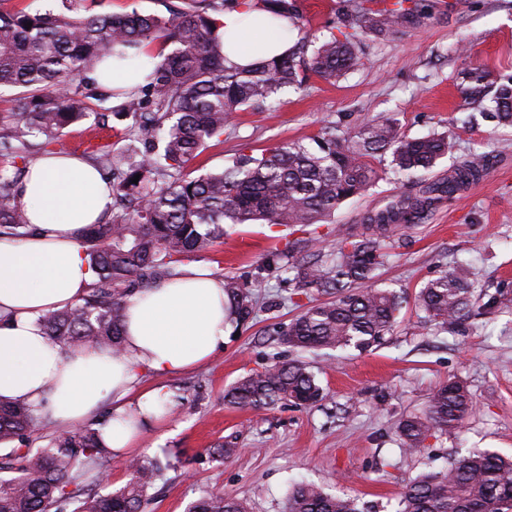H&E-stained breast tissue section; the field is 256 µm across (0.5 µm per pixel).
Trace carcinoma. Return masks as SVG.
<instances>
[{
	"instance_id": "obj_1",
	"label": "carcinoma",
	"mask_w": 512,
	"mask_h": 512,
	"mask_svg": "<svg viewBox=\"0 0 512 512\" xmlns=\"http://www.w3.org/2000/svg\"><path fill=\"white\" fill-rule=\"evenodd\" d=\"M73 14L50 9L0 12V88L21 89L17 111L0 116V237L25 238L30 226L15 202L14 188L27 164L58 142L63 130L94 112L93 103L131 123L114 129L119 141L142 148L92 152L94 164L110 174L115 204L125 209L93 224L82 244L96 280L73 307L40 318L46 337L62 349L94 345L124 354L123 326L130 298L161 280L186 275L184 262L224 238L226 224H268L291 231L323 222L346 200L363 195L377 179L370 159L390 155L394 172L410 182L432 170L448 151V136L409 137L392 115L361 124L351 133L330 121L319 132L318 149L297 141L260 155L240 150L219 172L196 177L189 163L224 135L233 113L272 106L286 87L300 88L314 75L331 82L361 62L362 37L419 28L429 19V0H390L374 9L345 0L337 32L312 51L297 42L288 54L248 68L225 63L224 34L215 14L222 0L205 6L172 4L167 14L98 13L101 0H67ZM271 14L293 19L296 0H261ZM32 26H27V23ZM159 42L173 49L143 77L135 91L114 93L90 77L114 45ZM469 102H489L488 118L512 126V81L497 83L477 66L460 76ZM23 166H17V162ZM492 156L474 154L422 193L395 197L359 224L335 228L332 264L285 261L280 266L292 287L306 296L325 291L330 302L312 303L288 327L276 332L291 347L354 348L367 351L389 334L402 307L387 289H360L383 262L382 248L394 229L421 223L438 203L450 202L487 175ZM138 183H132L135 175ZM224 295L236 322L254 314V298L237 279H224ZM423 323L437 331L459 326L461 317L482 314L474 288L458 268L444 270L415 297ZM326 397L302 361L275 363L237 379L224 402L237 408L267 409L279 403L312 406ZM473 410L460 381L450 378L429 399L421 415L399 421L408 452L419 450L436 432L458 429ZM50 422L31 406L0 398V470L19 475L0 479V512H143L160 471L157 462L134 461V477L116 491L98 489L113 458L97 429L74 428L54 436L45 448H7ZM187 512H249L246 501L207 491ZM286 512H363L352 498L333 496L315 483L295 485ZM397 512H512V458L479 449L454 457L448 468L421 475L406 485Z\"/></svg>"
}]
</instances>
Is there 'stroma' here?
I'll list each match as a JSON object with an SVG mask.
<instances>
[{"label":"stroma","instance_id":"stroma-1","mask_svg":"<svg viewBox=\"0 0 512 512\" xmlns=\"http://www.w3.org/2000/svg\"><path fill=\"white\" fill-rule=\"evenodd\" d=\"M340 0H297L292 40L315 41L333 32ZM480 66L494 77H512V0H468L467 8L433 0L421 28L366 36L362 63L336 82L310 77L304 90L284 93L275 108L237 112L220 140L211 141L190 170L218 171L241 147L259 154L293 141L311 142L328 120L348 130L384 114L403 132L448 135V154L433 178L471 154L494 156L489 174L453 204H439L419 224L401 229L368 285L392 288L405 299L390 335L372 349L298 350L282 343L285 328L307 305L275 269L274 252L297 259L319 254L320 242L289 247L266 224L225 225L224 239L184 265L217 278L233 276L253 290L255 315L204 365L180 375L140 376L143 390L160 389L177 401L178 414L143 427L134 458H157L169 467L149 495L145 512H186L204 491L245 500L250 512H283L290 489L312 482L356 499L374 512H396L405 485L447 466L457 453L480 448L512 455V127L486 121L465 101L464 68ZM118 120L104 112L68 127L57 149L89 156L114 141ZM378 178L369 191L344 202L330 221L355 224L393 196L416 193L400 182L389 156L372 162ZM466 269L492 307L454 332L419 322L414 298L448 267ZM302 360L327 397L314 406L279 404L261 411L226 405L224 391L240 377L284 361ZM464 383L475 410L460 429L437 433L415 453L403 450L396 425L426 410L429 396L448 379ZM228 445L233 455L220 457Z\"/></svg>","mask_w":512,"mask_h":512}]
</instances>
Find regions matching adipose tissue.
Listing matches in <instances>:
<instances>
[{
    "label": "adipose tissue",
    "mask_w": 512,
    "mask_h": 512,
    "mask_svg": "<svg viewBox=\"0 0 512 512\" xmlns=\"http://www.w3.org/2000/svg\"><path fill=\"white\" fill-rule=\"evenodd\" d=\"M224 56L245 67L284 54L288 22L254 0L225 10ZM155 48L107 56L96 75L115 91L136 86ZM33 227L21 241L0 239V397L31 404L41 417L73 427L112 398V424L102 432L114 455L126 456L142 423L159 418L167 394L135 393L142 371L172 376L209 360L235 324L228 318L224 282L208 271L162 281L139 291L126 310V354L114 358L90 346L62 350L48 340L40 315L79 302L94 280L83 251L84 229L112 214V188L93 166L54 151L30 166L15 189Z\"/></svg>",
    "instance_id": "adipose-tissue-1"
}]
</instances>
